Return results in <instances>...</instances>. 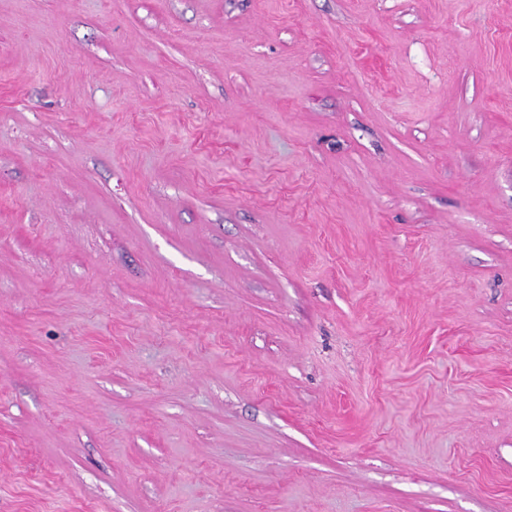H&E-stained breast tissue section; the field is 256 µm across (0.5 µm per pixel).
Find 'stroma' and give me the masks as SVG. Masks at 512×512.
<instances>
[{
  "label": "stroma",
  "mask_w": 512,
  "mask_h": 512,
  "mask_svg": "<svg viewBox=\"0 0 512 512\" xmlns=\"http://www.w3.org/2000/svg\"><path fill=\"white\" fill-rule=\"evenodd\" d=\"M0 512H512V0H0Z\"/></svg>",
  "instance_id": "obj_1"
}]
</instances>
